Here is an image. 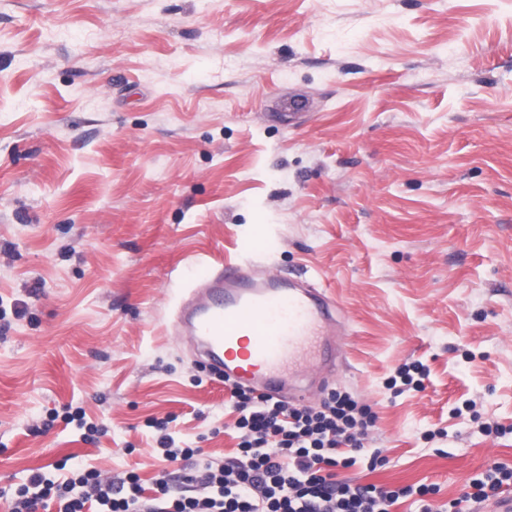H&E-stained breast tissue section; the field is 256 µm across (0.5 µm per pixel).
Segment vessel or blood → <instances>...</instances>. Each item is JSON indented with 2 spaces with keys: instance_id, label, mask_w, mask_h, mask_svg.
<instances>
[{
  "instance_id": "vessel-or-blood-1",
  "label": "vessel or blood",
  "mask_w": 512,
  "mask_h": 512,
  "mask_svg": "<svg viewBox=\"0 0 512 512\" xmlns=\"http://www.w3.org/2000/svg\"><path fill=\"white\" fill-rule=\"evenodd\" d=\"M177 303V335L193 337L231 383L276 400H308L309 380L333 383L348 334L336 301L310 281L250 260L201 271Z\"/></svg>"
}]
</instances>
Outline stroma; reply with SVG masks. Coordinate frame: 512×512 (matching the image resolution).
<instances>
[{
    "instance_id": "1",
    "label": "stroma",
    "mask_w": 512,
    "mask_h": 512,
    "mask_svg": "<svg viewBox=\"0 0 512 512\" xmlns=\"http://www.w3.org/2000/svg\"><path fill=\"white\" fill-rule=\"evenodd\" d=\"M244 258L307 270L351 332L334 387L386 463L339 478L443 504L512 468V0H0V512L66 456L186 493L153 418L235 448L170 321ZM427 376L422 364H405L396 369L395 375L386 379L385 386L400 395L410 389L420 391L424 389V379ZM399 382V384H398Z\"/></svg>"
}]
</instances>
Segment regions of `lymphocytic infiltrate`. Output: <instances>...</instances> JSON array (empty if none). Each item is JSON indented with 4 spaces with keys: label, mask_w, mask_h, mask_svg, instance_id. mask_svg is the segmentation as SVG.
I'll return each instance as SVG.
<instances>
[{
    "label": "lymphocytic infiltrate",
    "mask_w": 512,
    "mask_h": 512,
    "mask_svg": "<svg viewBox=\"0 0 512 512\" xmlns=\"http://www.w3.org/2000/svg\"><path fill=\"white\" fill-rule=\"evenodd\" d=\"M232 408L239 442L224 460L200 449L177 446L164 419L151 420L164 461L195 459L185 479L191 496H174L166 477L155 481V494L143 496L136 474H128L122 495H114L99 472L81 465L67 473L31 474L14 495L11 512H35L40 500L56 499L58 512H391L400 499L416 497L418 512H463V503L498 497L512 485V469L495 465L471 479L468 493L440 506L428 503L431 485L387 490L374 484L337 479L336 468L367 460L384 465L380 450L365 440L375 425L369 406L350 395L330 392L320 408L291 406L234 386Z\"/></svg>",
    "instance_id": "obj_1"
}]
</instances>
